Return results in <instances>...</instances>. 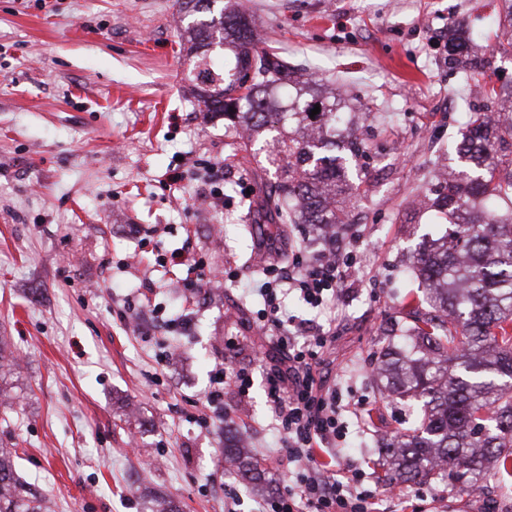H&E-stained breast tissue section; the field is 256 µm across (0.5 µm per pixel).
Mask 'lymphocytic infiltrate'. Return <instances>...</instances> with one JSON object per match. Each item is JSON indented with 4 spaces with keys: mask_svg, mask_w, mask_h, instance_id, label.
Instances as JSON below:
<instances>
[{
    "mask_svg": "<svg viewBox=\"0 0 512 512\" xmlns=\"http://www.w3.org/2000/svg\"><path fill=\"white\" fill-rule=\"evenodd\" d=\"M354 265L349 252L310 265L297 261L275 267L259 285L264 302L260 318L277 352L267 374V398L286 436L285 445L270 455L295 466L286 490L265 499L263 512H378L377 494L363 489L362 472L336 469L321 460L324 451L338 445L344 409L335 384L319 372V354L331 334L317 324L295 321L281 309L282 296L291 292L314 308L341 295ZM250 385L246 369L216 365L205 394L207 405L223 416L225 397H245Z\"/></svg>",
    "mask_w": 512,
    "mask_h": 512,
    "instance_id": "lymphocytic-infiltrate-1",
    "label": "lymphocytic infiltrate"
}]
</instances>
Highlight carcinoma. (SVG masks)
I'll return each mask as SVG.
<instances>
[{"instance_id": "1", "label": "carcinoma", "mask_w": 512, "mask_h": 512, "mask_svg": "<svg viewBox=\"0 0 512 512\" xmlns=\"http://www.w3.org/2000/svg\"><path fill=\"white\" fill-rule=\"evenodd\" d=\"M193 20L180 31L187 43L188 77L205 111L241 128L246 144L261 143L276 189L260 203L266 219L285 228L346 223L347 202L359 194L352 164L365 140L347 128L349 98L313 78L294 79L288 61L258 45L255 23L236 0H184ZM448 67L482 92L455 145L459 169L423 201L451 232L423 242L413 273L424 288L408 302L416 314V355L391 350L379 372L383 397L417 400L422 413L403 436L382 444L392 471L389 485L441 471L460 480L512 460V83L485 79L491 62L463 29L448 33ZM255 69L254 81L239 83ZM320 112L311 115L314 107ZM224 461L252 482L263 471L249 449L224 438ZM148 512H178L168 495H153ZM0 512H47L42 496L15 473L0 448Z\"/></svg>"}]
</instances>
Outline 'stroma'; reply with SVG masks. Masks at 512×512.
Segmentation results:
<instances>
[{
	"label": "stroma",
	"instance_id": "obj_1",
	"mask_svg": "<svg viewBox=\"0 0 512 512\" xmlns=\"http://www.w3.org/2000/svg\"><path fill=\"white\" fill-rule=\"evenodd\" d=\"M257 35L324 83L360 95L372 112L361 129L360 197L337 246L359 271L336 300L311 308L288 295L289 317L335 324L322 355L344 402L343 459L365 473L381 512H512V473L464 487L447 477L377 487L380 438L413 426L412 403L384 401L372 372L412 320L418 287L411 256L442 224L414 209L466 127L467 91L448 69V21L464 20L496 42L500 0H239ZM180 0H0V336L20 357L0 407V446L16 472L48 495L52 512H146L148 491L171 494L181 512H224L237 496L257 512L287 465L253 485L224 468L225 430L254 456L281 434L267 404L270 349L261 297L241 288L267 266L310 258L327 243L314 225L287 235L249 201L258 181L235 151L223 118L203 121L186 91L177 32ZM224 167V203L208 205L205 170ZM184 172L172 182L174 172ZM251 224L247 254L240 227ZM180 252L210 278L240 285L185 288ZM185 319L188 329L169 328ZM238 337L241 350L225 351ZM251 367L248 397L225 417L205 405L216 364Z\"/></svg>",
	"mask_w": 512,
	"mask_h": 512
}]
</instances>
